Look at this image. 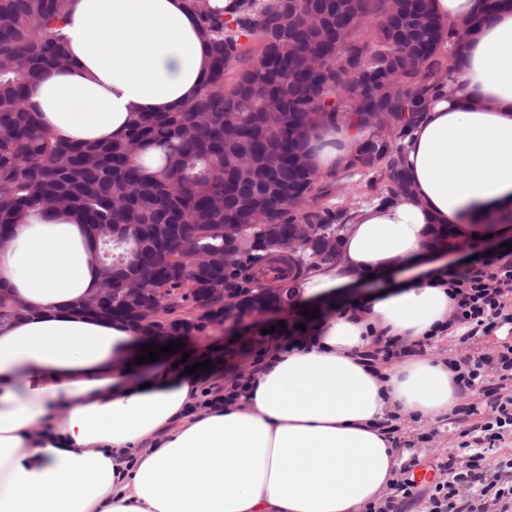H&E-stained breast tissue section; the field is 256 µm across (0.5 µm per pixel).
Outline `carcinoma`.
<instances>
[{
	"label": "carcinoma",
	"instance_id": "obj_1",
	"mask_svg": "<svg viewBox=\"0 0 512 512\" xmlns=\"http://www.w3.org/2000/svg\"><path fill=\"white\" fill-rule=\"evenodd\" d=\"M71 0H0V229L33 209L67 210L96 240L112 306L91 316L120 320L145 336L160 322L134 318L128 303L162 297L163 321L186 330L194 303L224 287V225L345 224L343 210H305L329 194L310 159L305 126L346 123L363 138L349 169L377 170L387 202L410 191L404 140L456 65L440 51L465 42L502 0L473 19L439 18L432 0H185L208 57L200 96L175 112H137L112 142L71 144L41 128L28 85L69 64L64 19ZM183 243L178 252L169 241ZM309 255L258 260L246 253L241 294L290 296ZM271 281L275 288L262 283ZM0 294V323L20 316Z\"/></svg>",
	"mask_w": 512,
	"mask_h": 512
}]
</instances>
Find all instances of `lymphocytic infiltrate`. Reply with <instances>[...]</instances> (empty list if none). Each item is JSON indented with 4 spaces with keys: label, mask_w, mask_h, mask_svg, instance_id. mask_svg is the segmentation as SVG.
<instances>
[{
    "label": "lymphocytic infiltrate",
    "mask_w": 512,
    "mask_h": 512,
    "mask_svg": "<svg viewBox=\"0 0 512 512\" xmlns=\"http://www.w3.org/2000/svg\"><path fill=\"white\" fill-rule=\"evenodd\" d=\"M431 279L447 287L452 302L441 335L464 345L494 329L512 332V250L480 253L471 261L434 270ZM316 325L308 315L285 321L272 332L265 322H253L225 349L224 360L247 357L254 371H261L270 348L297 347ZM457 383L468 398V412L478 421L466 431L467 444L449 449L446 459L433 463L437 476L426 493L427 512H512V456L499 451L512 438V344L501 345L490 356L469 358ZM418 464V457H411L400 477L390 482L385 499L367 504L364 512H395L397 501L423 494L413 473Z\"/></svg>",
    "instance_id": "1"
}]
</instances>
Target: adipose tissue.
Segmentation results:
<instances>
[{"mask_svg":"<svg viewBox=\"0 0 512 512\" xmlns=\"http://www.w3.org/2000/svg\"><path fill=\"white\" fill-rule=\"evenodd\" d=\"M70 65L29 84L28 109L80 143L122 136L131 113L198 95L207 50L185 0H72ZM453 93L405 142L411 191L369 204L335 264L307 271L295 307L333 305L371 284L363 311L328 315L304 348L281 350L223 408L203 406L179 354L139 364L129 325L80 312L102 271L83 225L32 211L0 242V293L27 313L0 326V512H362L405 456L394 416L431 417L461 397L454 364L414 355L369 362L375 340L411 343L451 301L426 274L451 242L512 237V0L460 50ZM316 168L347 166L353 128L312 133Z\"/></svg>","mask_w":512,"mask_h":512,"instance_id":"ef3b65f1","label":"adipose tissue"}]
</instances>
